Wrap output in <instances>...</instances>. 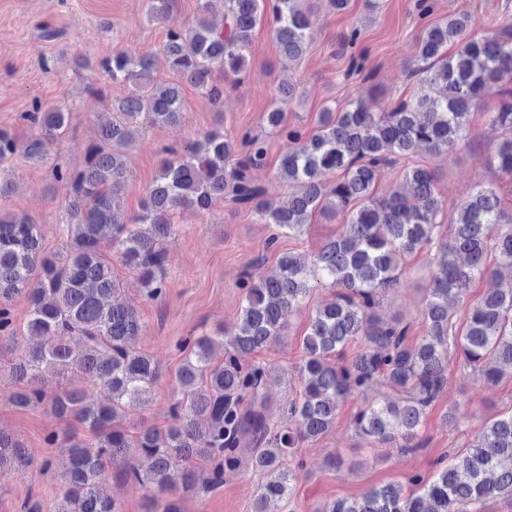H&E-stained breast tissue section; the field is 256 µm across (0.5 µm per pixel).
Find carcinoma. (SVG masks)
Instances as JSON below:
<instances>
[{"instance_id":"1","label":"carcinoma","mask_w":512,"mask_h":512,"mask_svg":"<svg viewBox=\"0 0 512 512\" xmlns=\"http://www.w3.org/2000/svg\"><path fill=\"white\" fill-rule=\"evenodd\" d=\"M175 0H147L149 20L165 23ZM224 18L210 19L211 0H197L195 20L167 29L163 51L176 76L209 102L224 103V83L244 74L252 33L266 17L273 36L290 60L302 56L306 31L318 0H224ZM469 18L451 17L424 29L409 74L421 93L391 109L371 112L354 101L342 110L321 112L316 130L305 136L284 121V106L296 87L282 81L265 114L267 133L288 142L277 176L294 192L288 203L270 207L264 188L249 175L267 163L265 136L249 129L233 136L210 130L198 139L163 148L159 172L146 191L140 211L121 220L127 186L126 153L139 125L177 126L183 112L181 87L154 76L152 54L136 59L115 55L102 63L112 82L131 87L111 104L98 140L88 144L84 165L71 169L56 160L52 176L67 186L62 223L63 248L47 252L39 225L22 213H0V339L17 335L12 302L28 305L26 330L39 337L11 364L15 390L9 401L27 410L46 409L59 420H75L93 441L65 430L46 436L64 454V491L53 512H123L121 502L101 492L108 478L135 481L144 488L145 512H182L180 499L166 496L168 474L181 469L183 488L198 486L196 468L207 469L203 489L224 483V475L248 464L267 476L253 512H266L270 499L291 498L297 472L284 467L299 442L315 441L336 423L340 405L354 394L383 384L394 397L367 402L355 415V434L368 443L402 441L413 452L426 410L448 384L449 359L461 351L484 379L512 375V286L493 288L470 303L457 330L454 307L468 298L473 281L498 271L512 273V212L502 207L493 185H478L445 225V204L435 175L412 163L423 151L440 152L468 144L471 110L494 96L497 110L489 124L506 132L493 162L512 176V24L480 36H466ZM450 43L456 52L447 53ZM71 107H44L37 99L24 114L30 134L19 141L0 130V199L13 189L10 162L18 152L33 161L48 159L49 147L69 128ZM402 168L406 193L383 197L374 187L384 173ZM336 181H324L327 173ZM217 202L244 208L282 236L304 233L313 215L340 221L342 231L326 241L310 264L282 255L275 267L258 263L247 269L233 332L204 334L182 347L179 396L170 405L171 423L146 427L132 436L120 426L131 409L154 399L159 371L134 347L142 324L137 311L113 298L120 284L112 256L137 271L143 295L158 301L165 294V239L174 218L185 209L209 212ZM430 251L429 281L421 310L423 336L409 341L411 324L385 322L374 315L380 297L399 286L407 257ZM332 298L312 313L302 337L305 357L300 387L288 398L291 430H276L268 420L270 385L265 370L243 356L285 335L283 313L301 305L318 288ZM351 344L358 353L338 364L335 357ZM224 350L221 363L212 351ZM78 373L107 390L98 402L78 387H63ZM30 463L26 448L0 430V474ZM412 490H406V486ZM512 506V413L487 422L466 451L430 473L415 472L406 483H389L358 497L339 499L318 512H485L490 501Z\"/></svg>"}]
</instances>
